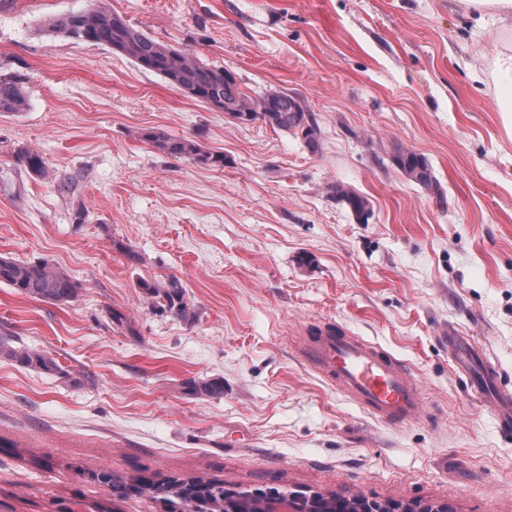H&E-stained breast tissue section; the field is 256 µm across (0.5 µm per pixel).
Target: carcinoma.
I'll return each instance as SVG.
<instances>
[{
	"label": "carcinoma",
	"instance_id": "1",
	"mask_svg": "<svg viewBox=\"0 0 512 512\" xmlns=\"http://www.w3.org/2000/svg\"><path fill=\"white\" fill-rule=\"evenodd\" d=\"M48 28L53 33L127 57L138 68L161 76L211 111L231 110L250 100L234 75L224 76V67L207 63L186 49L156 41L145 30L130 24L121 14L104 5L58 15L50 20ZM24 85L25 77L20 73L0 74V114L24 111L28 104ZM261 100L266 105L263 124L301 139L312 152L318 151L319 138L313 118L296 98L274 91L269 96L262 95ZM142 137L163 153L188 159L202 167L222 170L227 164L224 153L208 150L191 139L172 138L155 130L143 132ZM12 159L14 166L32 175L45 173L46 162L36 150L19 149ZM394 162L402 172L423 186L433 185L432 171L421 155L399 151L394 155ZM335 193L357 219L365 218L369 212L366 197L343 186L336 187ZM0 283L51 304L71 301L78 290L70 274L43 258L24 262L0 255ZM141 287L159 300V307L168 309L182 320L194 319V312L184 301V289L179 280L172 278L160 284L143 282ZM0 355L46 373L62 372V367L52 356L15 347L6 336H0ZM90 479L104 486L107 496L108 504L99 505L98 512H112L110 503L127 500L136 493L156 496L167 512H224L222 480L187 477L153 479L146 484L133 475L119 476L109 471L93 472Z\"/></svg>",
	"mask_w": 512,
	"mask_h": 512
}]
</instances>
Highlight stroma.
I'll return each mask as SVG.
<instances>
[{"label": "stroma", "instance_id": "obj_1", "mask_svg": "<svg viewBox=\"0 0 512 512\" xmlns=\"http://www.w3.org/2000/svg\"><path fill=\"white\" fill-rule=\"evenodd\" d=\"M231 70L251 99L285 91L320 148L208 110L101 47L51 36L98 2ZM498 21L455 0H0V72L27 78L0 116V254L79 284L63 305L0 284V512H93L83 471L201 476L240 489L512 512V435L448 352L470 336L512 389V139L491 95ZM146 130L224 152V170L161 153ZM39 150L48 173L12 166ZM424 156L427 188L395 165ZM87 208L74 223L63 174ZM365 196L356 220L333 185ZM133 249L129 263L119 245ZM178 278L195 313L144 283ZM406 360L429 418L381 424L299 358L327 325ZM224 382L193 393L191 383ZM13 340L6 336H0V355L11 359L18 364L41 370L46 373H59L62 367L55 358L49 354L38 351H29L25 348L14 347Z\"/></svg>", "mask_w": 512, "mask_h": 512}]
</instances>
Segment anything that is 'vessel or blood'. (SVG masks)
<instances>
[{"mask_svg": "<svg viewBox=\"0 0 512 512\" xmlns=\"http://www.w3.org/2000/svg\"><path fill=\"white\" fill-rule=\"evenodd\" d=\"M448 350L466 386L482 398L503 434H512V390L500 387L498 370L479 346L461 336L448 339ZM302 360L356 406L385 425L424 417L427 405L410 368L388 350L341 330L325 329L304 341Z\"/></svg>", "mask_w": 512, "mask_h": 512, "instance_id": "obj_1", "label": "vessel or blood"}]
</instances>
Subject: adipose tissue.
I'll list each match as a JSON object with an SVG mask.
<instances>
[{
  "label": "adipose tissue",
  "mask_w": 512,
  "mask_h": 512,
  "mask_svg": "<svg viewBox=\"0 0 512 512\" xmlns=\"http://www.w3.org/2000/svg\"><path fill=\"white\" fill-rule=\"evenodd\" d=\"M466 13L494 15L501 22L492 55L493 94L501 125L512 138V0H456Z\"/></svg>",
  "instance_id": "obj_1"
}]
</instances>
